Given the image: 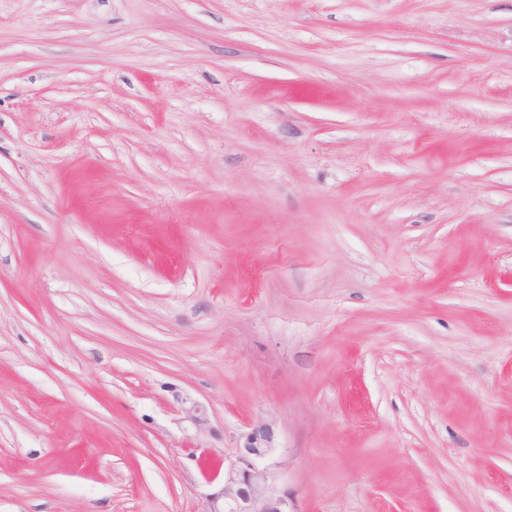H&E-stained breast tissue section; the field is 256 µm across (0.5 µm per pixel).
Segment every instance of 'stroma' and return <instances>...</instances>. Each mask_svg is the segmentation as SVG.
<instances>
[{
  "instance_id": "stroma-1",
  "label": "stroma",
  "mask_w": 512,
  "mask_h": 512,
  "mask_svg": "<svg viewBox=\"0 0 512 512\" xmlns=\"http://www.w3.org/2000/svg\"><path fill=\"white\" fill-rule=\"evenodd\" d=\"M259 425L296 512H512V0H0V512Z\"/></svg>"
}]
</instances>
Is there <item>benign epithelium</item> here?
Returning a JSON list of instances; mask_svg holds the SVG:
<instances>
[{
  "instance_id": "7a95c632",
  "label": "benign epithelium",
  "mask_w": 512,
  "mask_h": 512,
  "mask_svg": "<svg viewBox=\"0 0 512 512\" xmlns=\"http://www.w3.org/2000/svg\"><path fill=\"white\" fill-rule=\"evenodd\" d=\"M271 431L261 425L252 429L236 461L221 469L207 457L201 458L205 470L224 473L219 491L209 495L204 512H295L288 492H277L269 484L265 469L256 460L270 451Z\"/></svg>"
}]
</instances>
